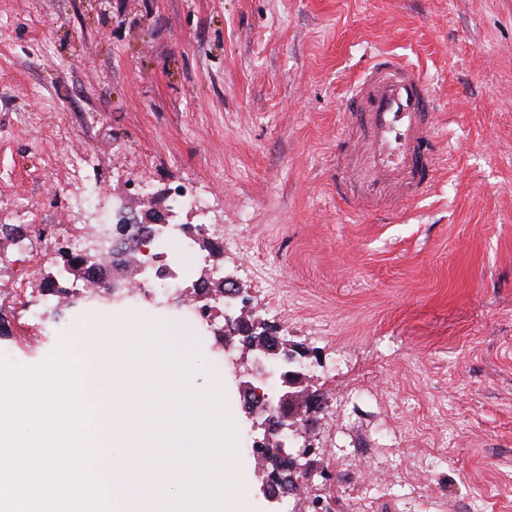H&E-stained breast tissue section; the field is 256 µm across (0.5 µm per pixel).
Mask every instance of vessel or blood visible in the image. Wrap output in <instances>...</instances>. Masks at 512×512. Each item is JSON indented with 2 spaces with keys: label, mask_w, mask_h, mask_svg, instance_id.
<instances>
[{
  "label": "vessel or blood",
  "mask_w": 512,
  "mask_h": 512,
  "mask_svg": "<svg viewBox=\"0 0 512 512\" xmlns=\"http://www.w3.org/2000/svg\"><path fill=\"white\" fill-rule=\"evenodd\" d=\"M350 110L361 117L350 153L367 150L370 196L409 201L429 190L442 151L429 87L418 69L390 54L374 55L351 88Z\"/></svg>",
  "instance_id": "vessel-or-blood-1"
}]
</instances>
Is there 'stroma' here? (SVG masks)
<instances>
[{
  "label": "stroma",
  "instance_id": "1",
  "mask_svg": "<svg viewBox=\"0 0 512 512\" xmlns=\"http://www.w3.org/2000/svg\"><path fill=\"white\" fill-rule=\"evenodd\" d=\"M377 49L421 68L450 148L431 194L354 215L336 149ZM86 152L94 213H142L146 194L173 223L214 224L241 299L307 354L329 406L300 512H413L408 480L422 512H512V0H0V226L27 205L25 254L72 222L67 163ZM180 185L204 211L175 206ZM21 251L0 235V285ZM27 321L0 297L15 363L61 336L112 359L85 312L58 306L36 353ZM358 377L369 399L337 411ZM340 448L358 453L348 482Z\"/></svg>",
  "mask_w": 512,
  "mask_h": 512
}]
</instances>
